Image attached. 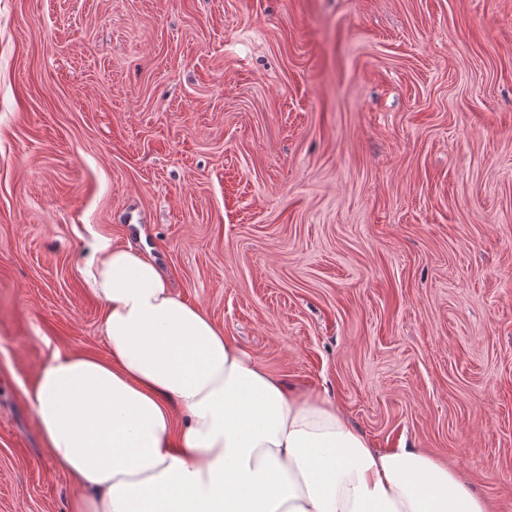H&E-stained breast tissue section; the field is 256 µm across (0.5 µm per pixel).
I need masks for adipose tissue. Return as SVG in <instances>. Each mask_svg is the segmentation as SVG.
<instances>
[{
	"label": "adipose tissue",
	"instance_id": "1",
	"mask_svg": "<svg viewBox=\"0 0 512 512\" xmlns=\"http://www.w3.org/2000/svg\"><path fill=\"white\" fill-rule=\"evenodd\" d=\"M84 274L107 358L40 366L30 394L70 512H488L412 447L382 449L176 296L153 259L96 246Z\"/></svg>",
	"mask_w": 512,
	"mask_h": 512
}]
</instances>
